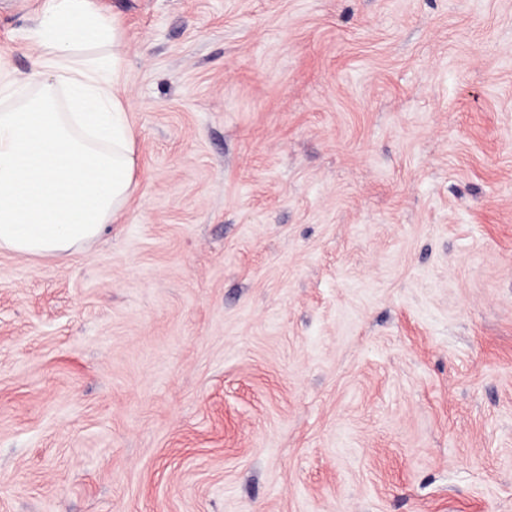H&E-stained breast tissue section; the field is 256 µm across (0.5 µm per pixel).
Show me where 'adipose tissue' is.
I'll return each instance as SVG.
<instances>
[{
    "label": "adipose tissue",
    "mask_w": 512,
    "mask_h": 512,
    "mask_svg": "<svg viewBox=\"0 0 512 512\" xmlns=\"http://www.w3.org/2000/svg\"><path fill=\"white\" fill-rule=\"evenodd\" d=\"M122 42L96 0H44L27 93L0 111V249L67 259L129 203L135 135L117 93Z\"/></svg>",
    "instance_id": "obj_1"
}]
</instances>
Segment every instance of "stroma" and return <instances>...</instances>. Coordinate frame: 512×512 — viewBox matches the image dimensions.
I'll return each instance as SVG.
<instances>
[{
	"mask_svg": "<svg viewBox=\"0 0 512 512\" xmlns=\"http://www.w3.org/2000/svg\"><path fill=\"white\" fill-rule=\"evenodd\" d=\"M98 5L136 187L0 250V512H512V0Z\"/></svg>",
	"mask_w": 512,
	"mask_h": 512,
	"instance_id": "1",
	"label": "stroma"
}]
</instances>
